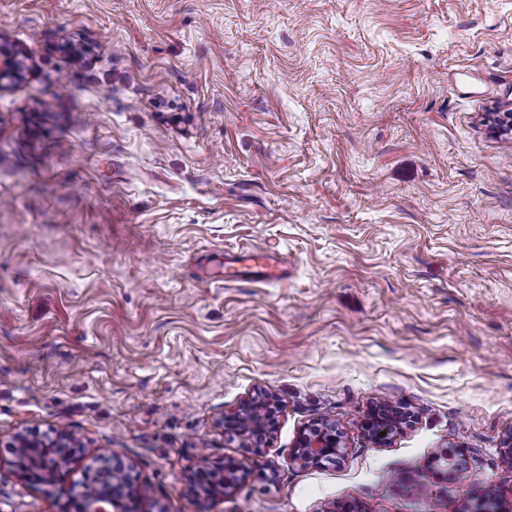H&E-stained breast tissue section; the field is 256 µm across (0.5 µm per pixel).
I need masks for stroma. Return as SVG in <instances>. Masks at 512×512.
I'll use <instances>...</instances> for the list:
<instances>
[{"instance_id":"obj_1","label":"stroma","mask_w":512,"mask_h":512,"mask_svg":"<svg viewBox=\"0 0 512 512\" xmlns=\"http://www.w3.org/2000/svg\"><path fill=\"white\" fill-rule=\"evenodd\" d=\"M0 44V512L106 459L139 512L512 504V0H0ZM242 247L286 277L215 278ZM265 393L261 474L201 502ZM34 430L75 436L61 485L12 466ZM255 405L259 404L247 405L228 418L229 421L235 420L238 433L244 440H248L254 434L262 432L269 427L265 413H255L252 410ZM406 422V417H397L390 410H382L363 420L361 429L364 435L374 444L382 445L399 433ZM380 432H384V435L379 436ZM342 448V437L336 424L325 419L302 433L294 455L305 464H322L335 461L342 454Z\"/></svg>"}]
</instances>
